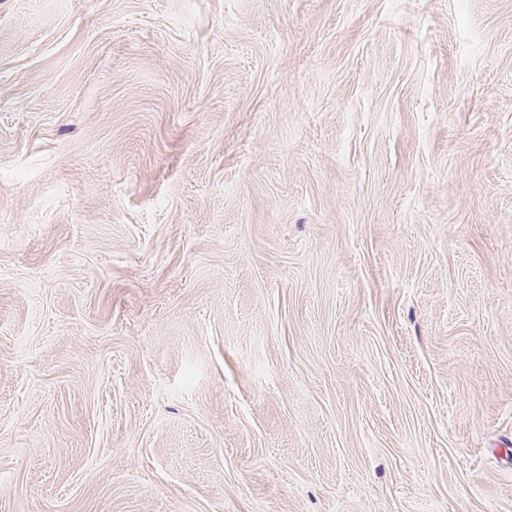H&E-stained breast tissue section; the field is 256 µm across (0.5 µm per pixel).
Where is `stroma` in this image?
<instances>
[{
	"instance_id": "35a3bbf8",
	"label": "stroma",
	"mask_w": 512,
	"mask_h": 512,
	"mask_svg": "<svg viewBox=\"0 0 512 512\" xmlns=\"http://www.w3.org/2000/svg\"><path fill=\"white\" fill-rule=\"evenodd\" d=\"M0 512H512V0H0Z\"/></svg>"
}]
</instances>
